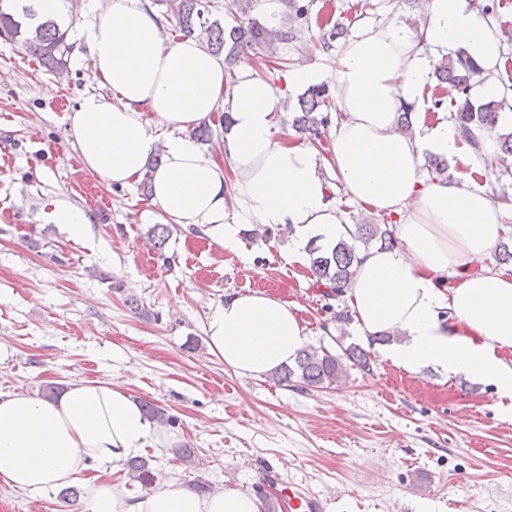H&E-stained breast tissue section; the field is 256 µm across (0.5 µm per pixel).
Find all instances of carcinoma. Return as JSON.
Instances as JSON below:
<instances>
[{"label":"carcinoma","mask_w":512,"mask_h":512,"mask_svg":"<svg viewBox=\"0 0 512 512\" xmlns=\"http://www.w3.org/2000/svg\"><path fill=\"white\" fill-rule=\"evenodd\" d=\"M167 9L177 21L178 32L198 35L207 50L224 56L225 67L233 69L238 58L248 52L265 58L276 57L280 44L297 38L298 33L317 25V45L329 52L342 34L338 23H329L316 10V0H267L270 7L263 19L252 15L254 0H228L227 14L231 21L224 22L212 17L210 0H166ZM17 41L27 53L50 71L63 69L71 50L66 33L53 20L39 21L32 6L21 5L20 9H0V38ZM482 67L462 50L444 57L435 67L433 75L439 83H449L458 93L450 110L462 136L470 140L473 130L482 129L497 133L502 155L512 157V130L501 128L500 118L504 109H512L506 98L473 100L471 89L479 82ZM336 109L335 99L325 84L308 87L297 96L293 107L291 126L301 136L312 140H323L331 124V112ZM427 170L441 178H448V160L429 156ZM384 248L397 246L398 240L389 228L377 224H357L350 242L339 241L326 246L316 239L309 241L307 252L309 271L315 284L324 288L327 297L344 296L354 268L361 262L360 253L372 243ZM341 353L333 355L320 347H304L295 359V366H286L275 371L272 378L279 383L298 380L312 388H329L338 383L347 373L346 363L362 368L369 365L370 353L356 344L343 346L337 342ZM127 466L130 475L146 484L151 476L149 463L142 458L131 459Z\"/></svg>","instance_id":"obj_1"}]
</instances>
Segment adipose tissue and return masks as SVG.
Here are the masks:
<instances>
[{
  "label": "adipose tissue",
  "instance_id": "ef3b65f1",
  "mask_svg": "<svg viewBox=\"0 0 512 512\" xmlns=\"http://www.w3.org/2000/svg\"><path fill=\"white\" fill-rule=\"evenodd\" d=\"M89 67L107 94L85 96L67 116V137L81 167L126 186L153 155L162 163L152 201L166 224L195 227L212 243L236 244L228 223L236 201L249 223L295 230L288 261L308 263L305 246L332 244L347 231L328 167L349 197L370 213L396 216L398 244L364 254L347 289L363 337L393 340L381 355L407 372L430 367L491 383L512 397V268L472 272L512 226L476 175L500 165L496 134L461 139L447 121L416 114L399 128L404 104L419 103L427 47H461L484 71L498 69L500 34L465 0H431L416 30L371 26L336 57V98L328 156L289 140L275 126L283 99L250 73L227 84L223 58L193 36L170 37L150 0H105L86 26ZM232 125L218 151L201 148L191 130L217 110ZM460 161L453 179L423 178L424 153ZM212 353L240 375L262 378L294 362L306 336L287 302L263 292L225 300L210 315ZM160 436L138 402L106 383H71L55 400L0 393V482L38 496L78 478L91 463L115 468ZM86 512H263L261 501L227 488L201 497L156 478L134 502L115 484L86 487Z\"/></svg>",
  "mask_w": 512,
  "mask_h": 512
}]
</instances>
